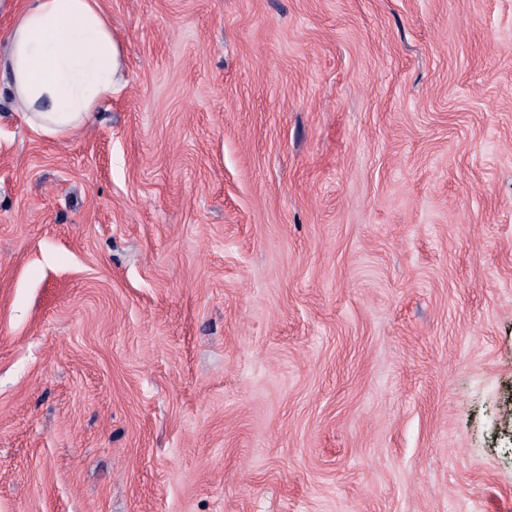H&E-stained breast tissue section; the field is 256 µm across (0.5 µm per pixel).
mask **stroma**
Here are the masks:
<instances>
[{"label": "stroma", "mask_w": 512, "mask_h": 512, "mask_svg": "<svg viewBox=\"0 0 512 512\" xmlns=\"http://www.w3.org/2000/svg\"><path fill=\"white\" fill-rule=\"evenodd\" d=\"M0 92V512H512V0H101ZM119 57L99 0H27L5 35L0 88L29 127L65 137L112 100Z\"/></svg>", "instance_id": "35a3bbf8"}]
</instances>
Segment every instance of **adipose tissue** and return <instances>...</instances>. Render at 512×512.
I'll return each instance as SVG.
<instances>
[{
    "mask_svg": "<svg viewBox=\"0 0 512 512\" xmlns=\"http://www.w3.org/2000/svg\"><path fill=\"white\" fill-rule=\"evenodd\" d=\"M119 57L99 0H27L0 50V88L29 127L64 137L111 101Z\"/></svg>",
    "mask_w": 512,
    "mask_h": 512,
    "instance_id": "1",
    "label": "adipose tissue"
}]
</instances>
